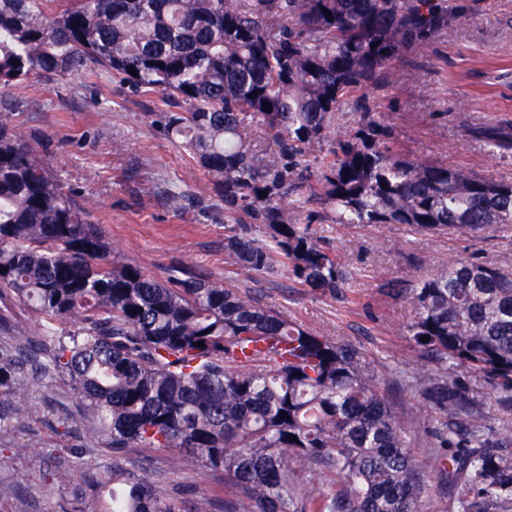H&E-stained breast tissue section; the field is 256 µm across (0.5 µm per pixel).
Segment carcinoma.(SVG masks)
<instances>
[{
	"label": "carcinoma",
	"mask_w": 512,
	"mask_h": 512,
	"mask_svg": "<svg viewBox=\"0 0 512 512\" xmlns=\"http://www.w3.org/2000/svg\"><path fill=\"white\" fill-rule=\"evenodd\" d=\"M464 11L445 0H0V86L104 71L185 107L165 113V129L215 180L226 263L349 302L356 269L302 222L312 200L339 226L480 237L512 224V180L411 157L373 96ZM22 107L0 99V294L43 324L0 347V419L39 413L11 389L17 372L66 377L113 453L170 448L222 473L228 512H418L426 474L411 425L437 441L455 512H512V438L496 437L512 420V268L456 262L389 289L413 308L412 346L436 364L398 376L424 408L407 426L352 341L190 270L161 280L114 261L91 210L21 132ZM347 107L363 114L354 131L338 123ZM455 367L500 395V418ZM111 495L112 512H176L145 480Z\"/></svg>",
	"instance_id": "carcinoma-1"
}]
</instances>
